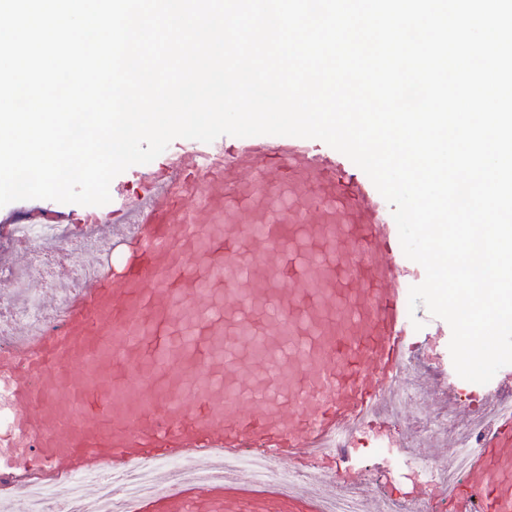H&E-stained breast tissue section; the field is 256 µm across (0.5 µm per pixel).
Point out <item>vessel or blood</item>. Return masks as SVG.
<instances>
[{"instance_id": "1", "label": "vessel or blood", "mask_w": 512, "mask_h": 512, "mask_svg": "<svg viewBox=\"0 0 512 512\" xmlns=\"http://www.w3.org/2000/svg\"><path fill=\"white\" fill-rule=\"evenodd\" d=\"M141 188L112 202L87 236L80 282L43 308L44 328L0 346V411L13 456L0 460V496L35 481L66 494L139 463L153 489L134 512H320L351 483L362 429L406 421L414 409L483 422L455 512H512V417L492 406L512 387L489 385L469 403L423 369L405 377L415 336L443 321L410 310L423 267L401 247L392 208L369 177L323 141L224 135L186 141ZM121 256L105 264L104 253ZM295 346L259 397L254 355L215 357L214 337L239 330ZM207 380L186 388L187 375ZM232 397H225V387ZM415 389L421 404L403 401ZM454 434L430 432L386 449L443 467ZM228 459L263 463L290 489L256 488ZM179 465L171 473V465Z\"/></svg>"}]
</instances>
